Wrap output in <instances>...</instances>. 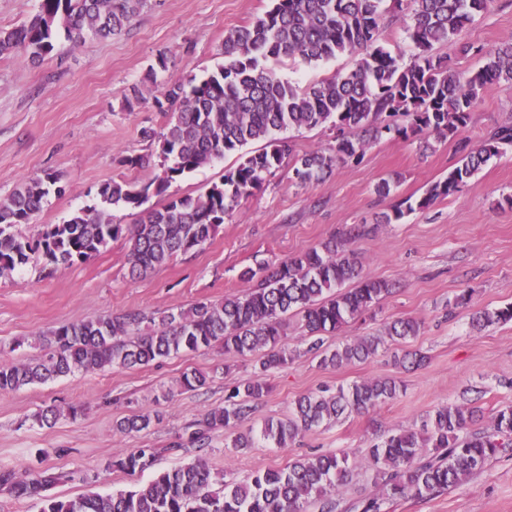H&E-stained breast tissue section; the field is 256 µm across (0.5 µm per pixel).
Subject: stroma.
<instances>
[{"label": "stroma", "mask_w": 512, "mask_h": 512, "mask_svg": "<svg viewBox=\"0 0 512 512\" xmlns=\"http://www.w3.org/2000/svg\"><path fill=\"white\" fill-rule=\"evenodd\" d=\"M270 0H149L127 32L80 48L59 40L43 62L15 54L0 55V199L28 177L54 173L64 194L50 193L33 223L17 230L37 238L44 225L60 224L79 208L96 203L99 186L124 171L123 157L151 152L142 130L159 127L154 105L161 85L145 83L149 64L167 53V78L204 75L222 63L224 36L264 13ZM466 41L493 48L512 38V0H495L477 15ZM356 59L345 54L306 64L282 59L274 75L299 87L344 74ZM141 86L143 99L127 108L125 96ZM512 121V83L487 87L477 100L461 137L474 142L497 125ZM293 155L253 193L243 199L203 248L180 255L146 277L128 272V245L111 241L97 256L70 266L30 264L0 278V362L26 360L37 353L36 335L63 324L103 313H154L186 307L199 300L219 302L248 291L241 272L261 263H277L299 254L332 234L359 225L362 236L352 247L362 257L361 275L392 284L391 294L374 307L371 318L356 319L325 335L333 347L358 336H375L384 324L417 319L418 336L404 344L385 343L362 363L326 368L307 355V334L299 317L288 318L282 345L301 356L270 373L271 393L238 425L256 436L265 420L283 419L292 402L322 388L393 377L404 390L399 397L362 414L302 432L295 445L276 448L258 440L253 448L226 447L223 433H213L203 447L173 449L184 427L222 406L234 386L250 378L254 361L229 358L217 348L169 357L141 368L112 367L81 372L43 385L0 394V466L22 474L34 469L68 473L51 493L75 497L90 491L109 493L131 488L133 476L111 468L113 455L127 448L159 449L157 469H170L195 458L213 472L243 478L267 467H285L301 455L346 453L352 475L335 495L343 500L375 493L367 448L384 433L413 425L442 404L478 399L486 409L512 403V322L482 329L471 322V309L512 304V148L491 160L453 197L439 199L390 224L381 213L419 198L458 160L455 139H403L383 135L366 147L359 164L336 167L326 179L297 186L296 156L329 148L334 133L326 126L289 131ZM238 156L222 160L173 182L166 198L196 195L220 181ZM394 180L390 195L376 192ZM471 289L470 309L449 312L448 303ZM422 352L416 370L395 365V356ZM208 373V386L178 391L187 371ZM81 406L77 417L61 416L50 426L32 416L48 406ZM158 409L162 423L124 434L121 417ZM394 512H512V458L493 460L486 470L447 493L409 500Z\"/></svg>", "instance_id": "stroma-1"}]
</instances>
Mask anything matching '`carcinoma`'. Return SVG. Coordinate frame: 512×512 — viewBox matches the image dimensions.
<instances>
[{
	"label": "carcinoma",
	"instance_id": "cac0c4a2",
	"mask_svg": "<svg viewBox=\"0 0 512 512\" xmlns=\"http://www.w3.org/2000/svg\"><path fill=\"white\" fill-rule=\"evenodd\" d=\"M147 0H40L27 22L0 28V55L20 53L41 60L54 52L59 34L74 48L122 33ZM272 7L224 36V62L204 77L168 80L155 107L165 118L159 131L145 128L144 137L157 143L150 155H131L121 164L146 177L111 179L101 184L99 204L88 206L62 224H49L35 240L14 231L29 224L45 198L64 188L51 173L28 177L0 201V277L40 260L47 264L84 262L112 240L128 244L129 274L144 277L179 255L202 248L235 204L252 194L265 176L293 151L276 132L328 124L336 129L335 144L296 158L297 184L316 183L338 165L356 164L370 140L384 133L408 139L434 133L458 138L456 164L415 201L405 200L382 215V223L425 209L435 200L457 195L482 166L512 146V123L499 125L486 139L459 137L470 120L480 92L502 81L512 83V38L483 50L460 36L475 14L494 0H407L412 4L408 37L417 53L409 62L379 44L384 0H271ZM458 40L459 52L481 54L485 63L460 72L450 58L433 53L434 46ZM355 54L351 71L300 89L276 78L269 63L283 58L305 63ZM168 70L160 52L147 70L150 82ZM400 116L403 123L393 118ZM253 141L266 146L240 157L221 180L195 196L171 198L158 208H143L153 196L165 195L171 182L193 173ZM123 204L141 212L133 224H115L109 207ZM332 235L269 269L248 268L241 277L257 283L241 295L220 302L198 301L159 317L139 312L106 313L42 332L41 355L28 362L0 363V393L44 384L75 372L120 366H147L180 352L219 346L229 357L256 358L254 376L238 385L224 406L209 410L192 424L187 441L207 439L224 431L226 447H254L252 436L236 432L269 393L266 376L296 358L281 347L288 315L303 321L312 338L307 352L320 365L339 367L364 362L385 340L414 338L421 323L399 318L382 336H360L334 349L323 348V335L370 313L391 292L383 280L360 276L361 258L348 246L360 235ZM144 322L155 326L141 333ZM480 326L512 322V304L472 314ZM201 371L182 374L179 387L194 391L207 384ZM394 378L355 382L302 395L286 419H269L261 428L264 440L279 448L291 446L300 432L351 412L369 411L397 396ZM484 408L472 403L442 405L420 424L383 436L367 449L368 465L380 492L344 506L328 496L349 476L348 458L327 453L299 457L285 468L256 470L243 481L212 475L196 459L159 471L148 482L113 493L88 492L72 499L48 494L65 478L56 472L33 471L20 478L0 468V488L17 499H35L39 512H388L409 499L434 497L482 473L495 458L512 452V405L493 411L488 428L475 427ZM163 414L146 411L116 422L119 431L139 433L162 422ZM156 448H132L113 457L109 466L128 475L154 470Z\"/></svg>",
	"mask_w": 512,
	"mask_h": 512
}]
</instances>
